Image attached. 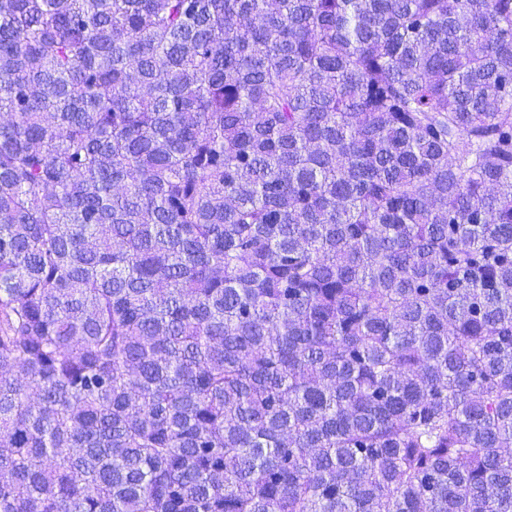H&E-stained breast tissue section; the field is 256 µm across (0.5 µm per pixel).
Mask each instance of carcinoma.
I'll use <instances>...</instances> for the list:
<instances>
[{
  "instance_id": "cac0c4a2",
  "label": "carcinoma",
  "mask_w": 512,
  "mask_h": 512,
  "mask_svg": "<svg viewBox=\"0 0 512 512\" xmlns=\"http://www.w3.org/2000/svg\"><path fill=\"white\" fill-rule=\"evenodd\" d=\"M0 512H512V0H0Z\"/></svg>"
}]
</instances>
